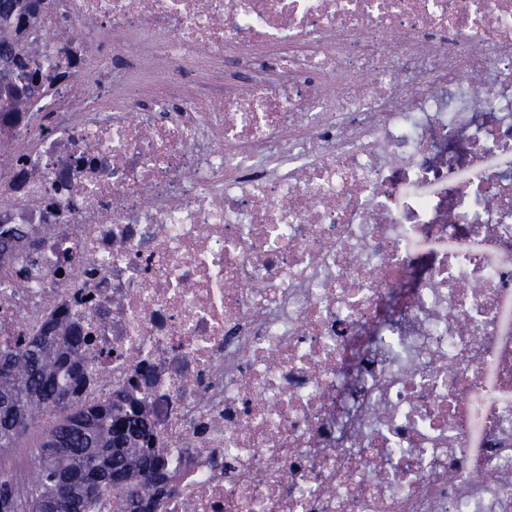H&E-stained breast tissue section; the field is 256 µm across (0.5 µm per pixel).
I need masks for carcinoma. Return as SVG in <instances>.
Here are the masks:
<instances>
[{
    "label": "carcinoma",
    "instance_id": "cac0c4a2",
    "mask_svg": "<svg viewBox=\"0 0 512 512\" xmlns=\"http://www.w3.org/2000/svg\"><path fill=\"white\" fill-rule=\"evenodd\" d=\"M39 0H0V56L11 58L8 23ZM82 336L0 338V449L17 448L38 423L35 479L19 484L17 469H0V512H100L112 498L129 512L155 491L165 471L138 409L115 398L104 406L76 400L83 382Z\"/></svg>",
    "mask_w": 512,
    "mask_h": 512
}]
</instances>
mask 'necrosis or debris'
Here are the masks:
<instances>
[{
  "label": "necrosis or debris",
  "instance_id": "obj_1",
  "mask_svg": "<svg viewBox=\"0 0 512 512\" xmlns=\"http://www.w3.org/2000/svg\"><path fill=\"white\" fill-rule=\"evenodd\" d=\"M11 29L45 76L0 85V335L86 336L159 512H512V0Z\"/></svg>",
  "mask_w": 512,
  "mask_h": 512
}]
</instances>
